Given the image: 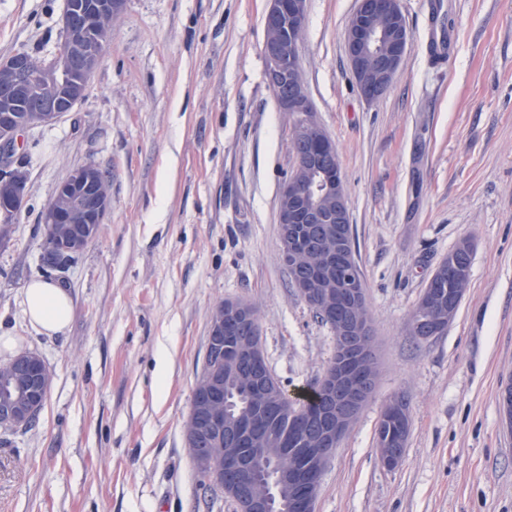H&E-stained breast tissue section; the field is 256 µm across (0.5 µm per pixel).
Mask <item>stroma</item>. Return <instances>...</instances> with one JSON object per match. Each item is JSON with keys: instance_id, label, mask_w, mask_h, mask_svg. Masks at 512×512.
<instances>
[{"instance_id": "35a3bbf8", "label": "stroma", "mask_w": 512, "mask_h": 512, "mask_svg": "<svg viewBox=\"0 0 512 512\" xmlns=\"http://www.w3.org/2000/svg\"><path fill=\"white\" fill-rule=\"evenodd\" d=\"M438 0H401L411 46L366 101L344 32L357 0H308L300 63L335 143L375 329L373 398L321 480L315 512H512V0H445L448 57L429 52ZM266 0H126L85 99L22 134L30 193L0 239V364L38 352L52 385L36 424L0 430V512H233L204 503L184 427L215 306L253 304L266 361L289 391L315 384L333 333L290 282L279 191L291 119L265 77ZM64 0H0V57L51 59ZM112 176L100 233L57 277L66 331L28 325L39 219L72 169ZM475 244L445 334L412 338L411 309L448 252ZM164 395H157V384ZM409 401L401 465L374 444L392 396Z\"/></svg>"}]
</instances>
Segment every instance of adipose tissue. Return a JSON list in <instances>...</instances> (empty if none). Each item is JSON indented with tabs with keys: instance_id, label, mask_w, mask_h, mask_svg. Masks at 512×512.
Segmentation results:
<instances>
[{
	"instance_id": "ef3b65f1",
	"label": "adipose tissue",
	"mask_w": 512,
	"mask_h": 512,
	"mask_svg": "<svg viewBox=\"0 0 512 512\" xmlns=\"http://www.w3.org/2000/svg\"><path fill=\"white\" fill-rule=\"evenodd\" d=\"M23 303L29 325L36 333L44 336L63 333L73 313V301L69 293L41 278L26 283Z\"/></svg>"
}]
</instances>
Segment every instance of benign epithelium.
Wrapping results in <instances>:
<instances>
[{"instance_id": "1", "label": "benign epithelium", "mask_w": 512, "mask_h": 512, "mask_svg": "<svg viewBox=\"0 0 512 512\" xmlns=\"http://www.w3.org/2000/svg\"><path fill=\"white\" fill-rule=\"evenodd\" d=\"M306 2L267 0L263 58L267 83L278 106L292 117L293 171L300 173L298 179L290 177L279 194V243L283 258L290 269L305 260L307 254L301 249V240L313 224L325 225L331 242L320 259L311 264L312 276L294 280L300 297L335 325V347L329 364L316 386L306 390L309 396L318 393L325 397L329 409L320 419L305 461L291 457L286 465L272 463L277 470L276 482L286 483L290 488L288 501L282 502L274 489L256 494L254 486L261 481L263 467L260 457L266 455V449L259 444L269 430L248 414L239 415L234 429H224V367L249 366L253 390L266 398L259 411L263 419L283 414L294 419L300 417L302 393L286 392L268 375L261 342L244 334L258 322L256 309L237 300L222 301L216 306L210 326L216 354L195 383L193 395L202 397L203 402L186 421L185 440L195 468L222 488L224 497L236 504L238 512H314L322 475L342 438L372 397L377 378L373 328L360 281L352 275L342 287H331L336 265L346 266L351 261L344 246L349 208L336 145L316 120L299 64ZM123 5L124 0H65L63 30L71 34L78 21L84 28L110 22ZM344 41L361 96L369 102L379 99L398 75L410 47L400 0H358L345 28ZM101 56L102 52L92 44L70 38L52 59L34 67L25 65L17 54L0 61V71L22 74L27 83L40 86L70 60L81 61L73 85L59 92L62 105L36 107L19 115L11 113L0 124V159L15 177H21L20 169L15 167L18 134L73 111L84 100L90 75ZM110 201V192L95 180L94 165L71 170L59 182L42 215V223L56 228L52 242H44L43 253L49 255L59 246L67 252L81 250L98 234ZM428 308L426 301L417 304L410 316V327L422 341L432 338L444 323L453 322L457 314L456 304L450 300L448 312L427 325L422 313ZM15 361L39 363L43 371H32L22 381L14 376ZM0 371L10 424L23 428L39 410L40 394L49 392L52 373L33 351L22 352L14 361L1 364ZM382 414L405 420V399L399 395L390 399ZM200 437L207 438L210 447H195ZM375 447L378 461L385 469L394 470L401 464L403 449L390 448L387 441L378 437Z\"/></svg>"}]
</instances>
